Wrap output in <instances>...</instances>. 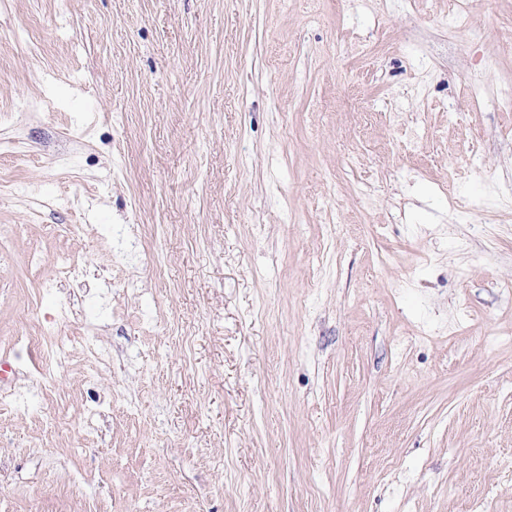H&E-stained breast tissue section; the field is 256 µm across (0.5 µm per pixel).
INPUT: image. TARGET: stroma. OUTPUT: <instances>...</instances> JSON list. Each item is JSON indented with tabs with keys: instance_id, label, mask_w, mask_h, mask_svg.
<instances>
[{
	"instance_id": "1",
	"label": "stroma",
	"mask_w": 512,
	"mask_h": 512,
	"mask_svg": "<svg viewBox=\"0 0 512 512\" xmlns=\"http://www.w3.org/2000/svg\"><path fill=\"white\" fill-rule=\"evenodd\" d=\"M452 5L0 0V375L73 341L0 512H512V0ZM57 268L60 275L65 282L75 281L80 279L86 271L85 259L72 253H61L57 256Z\"/></svg>"
}]
</instances>
